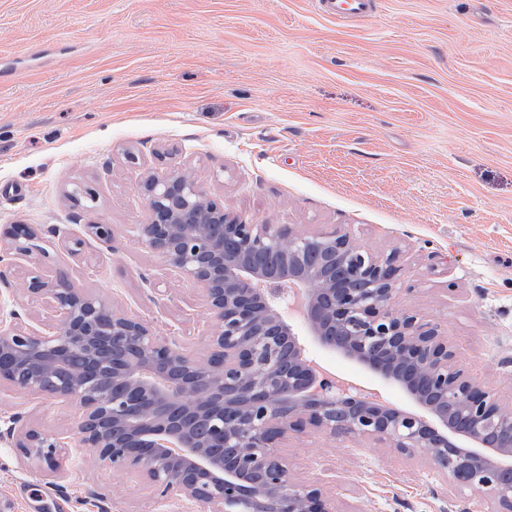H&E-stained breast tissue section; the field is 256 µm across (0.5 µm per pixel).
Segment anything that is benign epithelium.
<instances>
[{
    "mask_svg": "<svg viewBox=\"0 0 512 512\" xmlns=\"http://www.w3.org/2000/svg\"><path fill=\"white\" fill-rule=\"evenodd\" d=\"M150 222L138 239L201 290L214 324L206 351L163 337L144 320L66 277L30 273L26 294L59 314L48 329L13 308L0 321V385L80 410L81 445L95 461L135 473L159 504L184 512H366L336 506L329 483L295 473L285 445L304 433L386 444L420 455L512 512V410L459 363L440 325L399 310L400 251L375 255L347 233L229 221L188 173L149 168ZM86 233L112 243V226ZM0 263L46 256L43 232H3ZM269 254L274 264L254 260ZM358 363L410 400L336 388L301 335ZM0 441L46 474L65 442L18 416Z\"/></svg>",
    "mask_w": 512,
    "mask_h": 512,
    "instance_id": "1",
    "label": "benign epithelium"
}]
</instances>
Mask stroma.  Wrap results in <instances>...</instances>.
I'll list each match as a JSON object with an SVG mask.
<instances>
[{"label": "stroma", "mask_w": 512, "mask_h": 512, "mask_svg": "<svg viewBox=\"0 0 512 512\" xmlns=\"http://www.w3.org/2000/svg\"><path fill=\"white\" fill-rule=\"evenodd\" d=\"M374 2L361 21L314 0H0V227L48 230L46 274L204 349L200 290L131 233L165 152L226 216L399 249L400 307L440 324L512 407V0ZM75 183L94 200L69 202ZM87 224L111 225V244L86 238L73 257L51 234ZM0 274V310L55 322L24 294L25 270ZM13 415L71 453L47 476L0 443L12 512H157L80 447L74 404L2 386L0 421ZM288 458L340 505L456 512L417 456L310 434Z\"/></svg>", "instance_id": "stroma-1"}]
</instances>
